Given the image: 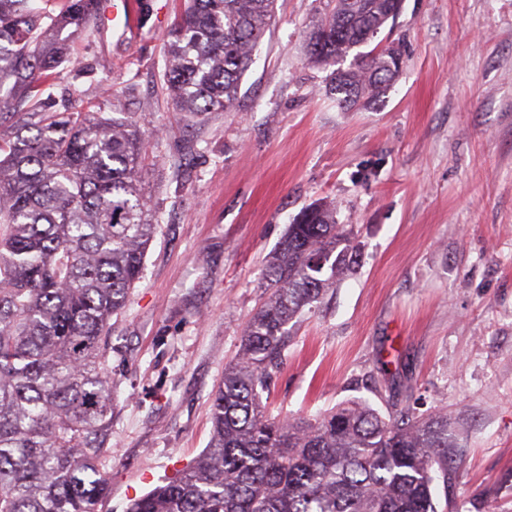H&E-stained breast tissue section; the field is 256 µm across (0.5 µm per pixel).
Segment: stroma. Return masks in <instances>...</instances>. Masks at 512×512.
I'll return each mask as SVG.
<instances>
[{
  "label": "stroma",
  "instance_id": "obj_1",
  "mask_svg": "<svg viewBox=\"0 0 512 512\" xmlns=\"http://www.w3.org/2000/svg\"><path fill=\"white\" fill-rule=\"evenodd\" d=\"M142 2L138 42L91 21L70 75L42 91L60 111L76 92L104 117H133L159 220L112 319L98 512H126L205 452L264 267L316 201L352 226L360 263L291 328L270 411L365 400L385 415L410 398L424 415L447 410L450 512H512V0H404L376 38L400 44L403 71L351 111L305 55L319 0H277L236 111L194 118L172 111L163 77L180 0Z\"/></svg>",
  "mask_w": 512,
  "mask_h": 512
}]
</instances>
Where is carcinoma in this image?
Segmentation results:
<instances>
[{
  "label": "carcinoma",
  "mask_w": 512,
  "mask_h": 512,
  "mask_svg": "<svg viewBox=\"0 0 512 512\" xmlns=\"http://www.w3.org/2000/svg\"><path fill=\"white\" fill-rule=\"evenodd\" d=\"M97 0H0V117L64 78ZM276 0H183L167 31L173 111L229 112ZM403 0H324L308 59L332 68L346 109L387 92L402 60L366 50ZM144 134L81 108L25 114L0 139V512H98L112 439V316L139 281L158 220L141 186ZM353 228L316 202L300 212L263 279L268 300L243 330L214 393L209 447L126 512H439L448 413L367 402L281 419L262 396L288 324L351 273Z\"/></svg>",
  "instance_id": "obj_1"
}]
</instances>
